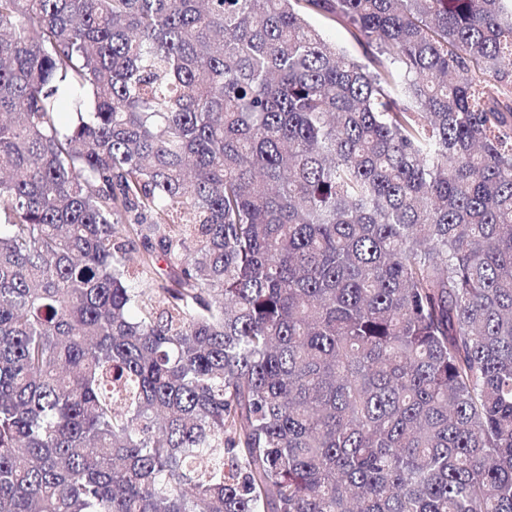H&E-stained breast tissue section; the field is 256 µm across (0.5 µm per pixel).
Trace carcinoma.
Here are the masks:
<instances>
[{
	"instance_id": "obj_1",
	"label": "carcinoma",
	"mask_w": 512,
	"mask_h": 512,
	"mask_svg": "<svg viewBox=\"0 0 512 512\" xmlns=\"http://www.w3.org/2000/svg\"><path fill=\"white\" fill-rule=\"evenodd\" d=\"M0 512H512V0H0ZM310 23L315 28H317L326 39H328L330 42L336 43L337 47L348 50L354 55L358 54L359 51L353 47V42L350 35L339 24L316 15L310 19Z\"/></svg>"
}]
</instances>
